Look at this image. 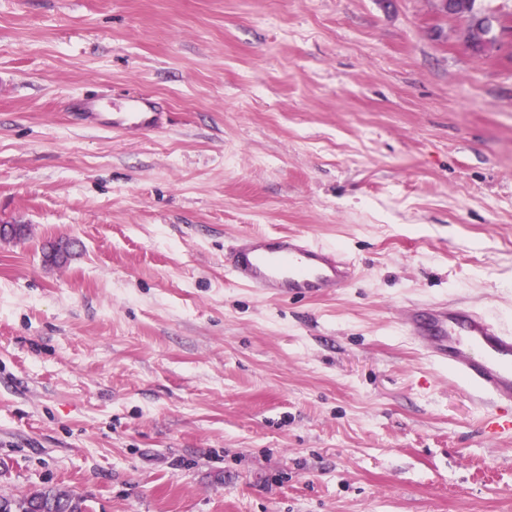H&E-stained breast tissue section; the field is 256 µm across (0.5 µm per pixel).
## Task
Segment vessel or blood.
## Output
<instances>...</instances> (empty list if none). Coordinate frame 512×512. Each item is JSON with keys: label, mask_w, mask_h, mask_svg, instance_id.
Masks as SVG:
<instances>
[{"label": "vessel or blood", "mask_w": 512, "mask_h": 512, "mask_svg": "<svg viewBox=\"0 0 512 512\" xmlns=\"http://www.w3.org/2000/svg\"><path fill=\"white\" fill-rule=\"evenodd\" d=\"M82 118L107 128L132 125L158 130L168 122L164 112H134L101 118L95 101H88ZM224 267L246 287L278 298L332 295L351 283L354 264L341 252L294 235L248 233L225 253ZM413 341L437 365L486 397L484 419L488 435L512 431L503 411L512 408V332L502 330L484 313L455 303L417 304L404 314Z\"/></svg>", "instance_id": "obj_1"}]
</instances>
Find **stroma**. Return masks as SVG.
Returning a JSON list of instances; mask_svg holds the SVG:
<instances>
[{
  "instance_id": "obj_1",
  "label": "stroma",
  "mask_w": 512,
  "mask_h": 512,
  "mask_svg": "<svg viewBox=\"0 0 512 512\" xmlns=\"http://www.w3.org/2000/svg\"><path fill=\"white\" fill-rule=\"evenodd\" d=\"M0 0V494L92 512H512V432L406 306L512 332V0ZM159 102L165 129L74 120ZM299 233L336 296L239 285ZM71 241L66 261L45 256ZM476 0H458V8L451 14L457 15L461 18H465L470 22L469 33L467 37L468 48L475 54H482L487 50L492 40L486 39L489 33L485 34V40L480 39L476 34V27L481 29L483 19L488 16L480 17L475 9ZM224 268L243 286L288 299L335 294L356 276L341 252L294 234H245L224 253Z\"/></svg>"
}]
</instances>
